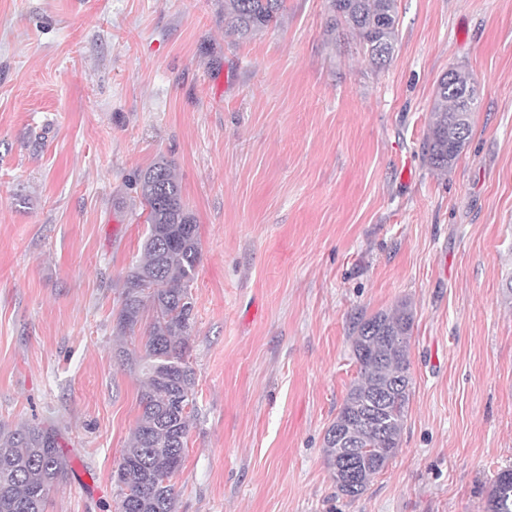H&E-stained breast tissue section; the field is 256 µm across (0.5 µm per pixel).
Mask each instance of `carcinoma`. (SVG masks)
Wrapping results in <instances>:
<instances>
[{"instance_id": "obj_1", "label": "carcinoma", "mask_w": 512, "mask_h": 512, "mask_svg": "<svg viewBox=\"0 0 512 512\" xmlns=\"http://www.w3.org/2000/svg\"><path fill=\"white\" fill-rule=\"evenodd\" d=\"M330 8L329 32L345 28L378 68L392 60L398 37L396 0H330ZM283 9L284 0H224V24L246 38L277 21ZM476 102V79L470 72L452 69L439 79L422 141L431 169L446 172L459 158L472 134ZM137 186L147 227L141 258L123 277L115 331L125 336L145 326L140 344L117 350L141 378V414L113 478L117 512H175L171 479L184 461L195 401L189 336L200 239L171 163L155 162L141 172ZM412 329L406 303L355 322L358 377L328 426L343 433L346 443L339 448L336 439L324 436L327 465L343 496H360L371 477L400 451L412 388ZM70 470L54 425H0V512H45L50 489ZM485 512H512V467L496 474Z\"/></svg>"}]
</instances>
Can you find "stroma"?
<instances>
[{"label":"stroma","mask_w":512,"mask_h":512,"mask_svg":"<svg viewBox=\"0 0 512 512\" xmlns=\"http://www.w3.org/2000/svg\"><path fill=\"white\" fill-rule=\"evenodd\" d=\"M390 63L285 0L248 40L224 0H0V424H54L46 512H115L141 408L115 354L171 162L198 224V414L176 512H485L512 467V0H397ZM478 83L448 174L421 143L440 77ZM409 301L401 449L336 492L324 435L357 376L353 323Z\"/></svg>","instance_id":"obj_1"}]
</instances>
